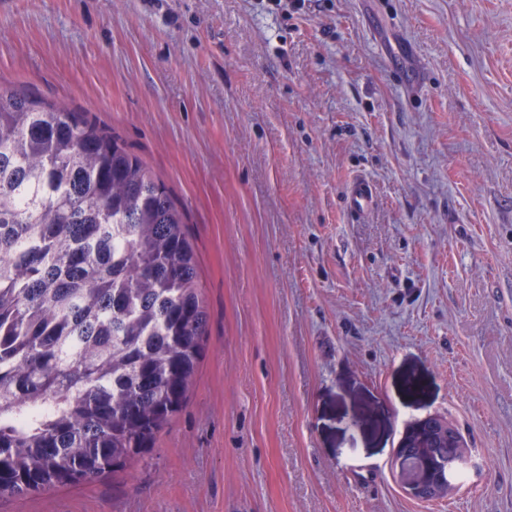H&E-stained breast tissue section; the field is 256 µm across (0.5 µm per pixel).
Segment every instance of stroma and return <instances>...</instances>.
Instances as JSON below:
<instances>
[{
  "instance_id": "stroma-1",
  "label": "stroma",
  "mask_w": 512,
  "mask_h": 512,
  "mask_svg": "<svg viewBox=\"0 0 512 512\" xmlns=\"http://www.w3.org/2000/svg\"><path fill=\"white\" fill-rule=\"evenodd\" d=\"M0 84L165 182L209 315L149 454L0 512H512V0H0ZM430 415L471 456L423 501ZM374 201L371 183L365 179L354 180L347 191V204L353 214H361L368 210ZM443 424H447V426L452 430L459 440L462 448L469 451V448H467L466 442L458 429L456 427L455 429L451 423L440 416H437L436 418H429L424 421L425 431L430 439L425 443L411 445V448H407V450L416 458L435 459L437 457H448V460H438L432 468L427 469L420 461L413 460L406 454L404 450V448H406L404 445L405 438L421 432L420 424L416 422L406 428L402 439L399 442L394 461L395 475L397 481L405 492L414 498H418L421 495L428 483L429 477L436 479L439 484H443L444 486L448 485L447 481L442 479V474L443 472H445L446 475L447 472L449 474L460 461L458 455L460 450L459 448H455V439L451 435L443 432L445 436H448L447 446V442L446 444L443 443L436 433L435 428ZM448 487L451 488L449 485Z\"/></svg>"
}]
</instances>
